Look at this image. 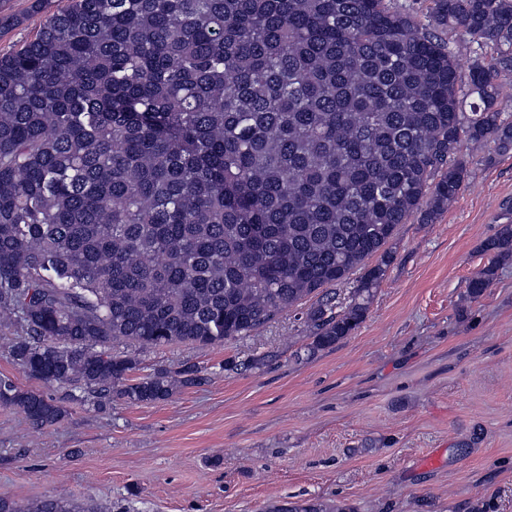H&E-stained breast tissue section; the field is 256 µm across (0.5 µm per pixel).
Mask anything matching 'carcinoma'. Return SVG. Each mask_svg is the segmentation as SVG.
<instances>
[{"label":"carcinoma","instance_id":"carcinoma-1","mask_svg":"<svg viewBox=\"0 0 512 512\" xmlns=\"http://www.w3.org/2000/svg\"><path fill=\"white\" fill-rule=\"evenodd\" d=\"M480 52L468 69L445 34ZM512 0H71L0 57V329L30 378L93 409L165 400L195 365L130 378L119 344L218 345L310 298L309 349L364 321L413 215L512 149ZM477 299L512 258L487 240ZM377 258L373 265L371 258ZM359 271L346 297L337 287ZM37 429L64 402L0 376ZM0 512H111L47 498Z\"/></svg>","mask_w":512,"mask_h":512}]
</instances>
